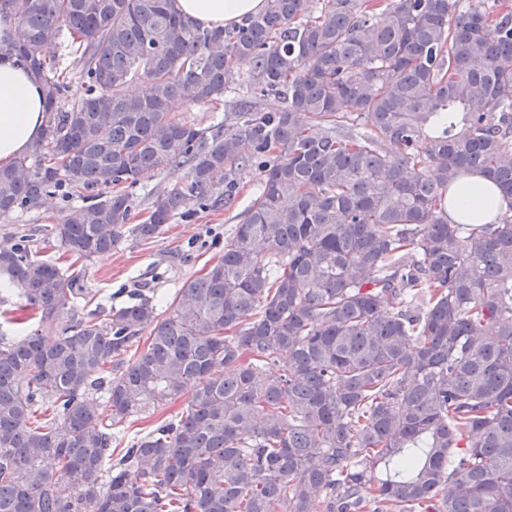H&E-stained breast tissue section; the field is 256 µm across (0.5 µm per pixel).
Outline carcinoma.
<instances>
[{
    "label": "carcinoma",
    "mask_w": 512,
    "mask_h": 512,
    "mask_svg": "<svg viewBox=\"0 0 512 512\" xmlns=\"http://www.w3.org/2000/svg\"><path fill=\"white\" fill-rule=\"evenodd\" d=\"M313 2L208 29L175 0H0V54L46 112L35 150L0 167L1 218L82 192L51 234L88 260L260 172L224 256L162 313L62 321L78 279L27 236L0 247V305L30 311L20 336L0 323V512H512V215L450 224L442 207L479 172L512 209V11ZM61 34L76 98L48 51ZM242 62L255 82L231 121L176 115L221 100ZM180 166L131 223L133 188ZM188 401V394H184L171 400L166 405L157 408L155 411H150L147 414L132 417L127 421L122 428L121 434H119L118 441L119 446L117 448H124L126 442L132 437L139 435L150 428L160 424L165 419L170 418L172 415L181 410L186 406Z\"/></svg>",
    "instance_id": "cac0c4a2"
}]
</instances>
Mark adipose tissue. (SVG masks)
Here are the masks:
<instances>
[{
	"mask_svg": "<svg viewBox=\"0 0 512 512\" xmlns=\"http://www.w3.org/2000/svg\"><path fill=\"white\" fill-rule=\"evenodd\" d=\"M178 10L205 28L229 27L259 13L265 0H176ZM41 83L16 60L0 57V165L27 152L40 138L44 122ZM452 224L498 222L506 205L497 186L480 174L449 185L444 196Z\"/></svg>",
	"mask_w": 512,
	"mask_h": 512,
	"instance_id": "adipose-tissue-1",
	"label": "adipose tissue"
}]
</instances>
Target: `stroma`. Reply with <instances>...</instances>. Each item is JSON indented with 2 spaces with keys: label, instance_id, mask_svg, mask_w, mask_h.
I'll list each match as a JSON object with an SVG mask.
<instances>
[{
  "label": "stroma",
  "instance_id": "obj_1",
  "mask_svg": "<svg viewBox=\"0 0 512 512\" xmlns=\"http://www.w3.org/2000/svg\"><path fill=\"white\" fill-rule=\"evenodd\" d=\"M238 71L222 102L181 103L176 109L179 117L201 127L224 118L229 102L249 94L253 83L249 66H239ZM258 184V173L243 175L242 189L232 204L197 210L191 218L165 225L149 241L142 242L128 235L112 252L77 262L62 258L61 266L90 295L89 300L75 302V314L82 316L92 309L105 314L143 297L158 308H166L185 280L202 274L223 256L224 245L255 199ZM67 206V201L56 197L40 211L0 218V243L8 244L17 236L28 234L34 247H42L46 234L60 221Z\"/></svg>",
  "mask_w": 512,
  "mask_h": 512
}]
</instances>
